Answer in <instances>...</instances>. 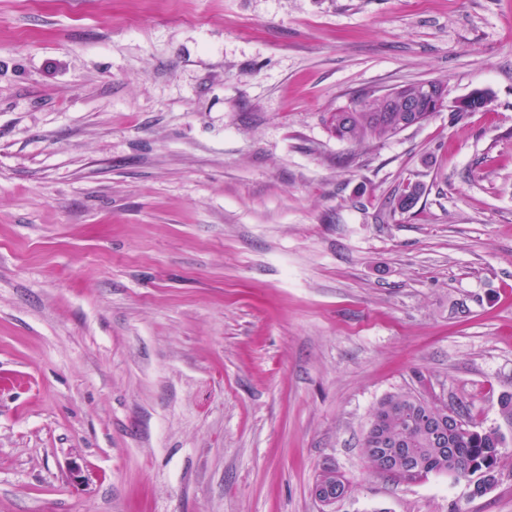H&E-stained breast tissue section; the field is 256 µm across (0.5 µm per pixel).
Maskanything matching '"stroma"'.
Masks as SVG:
<instances>
[{
    "instance_id": "stroma-1",
    "label": "stroma",
    "mask_w": 512,
    "mask_h": 512,
    "mask_svg": "<svg viewBox=\"0 0 512 512\" xmlns=\"http://www.w3.org/2000/svg\"><path fill=\"white\" fill-rule=\"evenodd\" d=\"M423 386L512 454V0H0V512H512L369 470ZM406 85L412 91L418 112L412 111L411 100L407 97H395L389 91L376 94L375 97L388 100L392 112H366L367 92H362L355 98L352 107L329 115L326 123L330 133L340 141L355 145L384 142L410 127L428 121L434 112L442 110L440 106L436 109L439 86L445 89L442 81Z\"/></svg>"
}]
</instances>
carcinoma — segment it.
<instances>
[{
  "label": "carcinoma",
  "instance_id": "cac0c4a2",
  "mask_svg": "<svg viewBox=\"0 0 512 512\" xmlns=\"http://www.w3.org/2000/svg\"><path fill=\"white\" fill-rule=\"evenodd\" d=\"M441 85V81L409 84L415 112H368L367 93L362 92L353 106L331 113L327 127L336 139L355 145L387 141L433 116ZM420 194L419 186L410 187L394 199L393 208L411 210ZM502 445L501 434L477 427L467 418L464 405L414 392H398L381 399L371 411L363 439L364 452L384 448L389 453L392 463L387 477L410 482L430 474H449L473 485V497L486 492L485 474L498 473L501 464L509 459ZM325 486L344 495L349 481L326 468L317 477L314 489Z\"/></svg>",
  "mask_w": 512,
  "mask_h": 512
}]
</instances>
